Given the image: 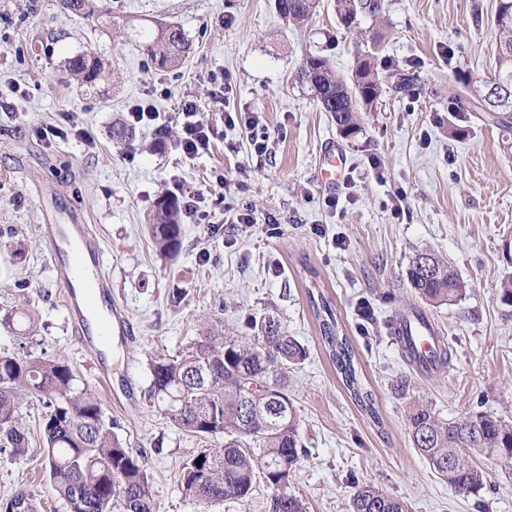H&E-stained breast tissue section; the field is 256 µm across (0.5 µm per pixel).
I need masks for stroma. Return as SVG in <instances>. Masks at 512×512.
<instances>
[{"mask_svg":"<svg viewBox=\"0 0 512 512\" xmlns=\"http://www.w3.org/2000/svg\"><path fill=\"white\" fill-rule=\"evenodd\" d=\"M97 2L110 22L65 14L60 0H0V307L29 305L37 321L24 339L0 329V351L64 355L76 387L102 389L80 353L39 230L42 199L74 202L103 243L112 294L135 330L130 345L112 344L105 410L126 448L143 457L157 512H264L270 492L262 485L247 509L233 501L206 509L182 495V464L198 443L154 406L149 390L154 357L177 356L210 328L248 335V317L265 313L307 352L288 372L305 450L288 490L307 512H349L352 474L411 512H512V466L480 458L483 490L456 493L415 452L406 425L413 400L444 419L483 411L512 424V307L498 295L512 276V149L468 111L455 80L493 69L496 0H383L379 14H360L358 32L376 40L378 71L409 85L386 88L361 108L350 136L295 78L309 54L341 77L355 70L357 32L340 25L335 0H317L301 23L282 17L275 0ZM161 25L180 27L191 46L180 67L157 66L135 44L137 31ZM84 52L106 69L90 91L66 68ZM187 97L215 131L209 152L196 158L175 148ZM144 102L159 112L156 123L113 139ZM245 112L261 113L265 152L250 145ZM49 125L84 130L95 146L42 140L38 131ZM330 143L348 172L333 190L319 182ZM176 190L200 195L204 217L184 221L180 252L163 261L146 224L157 198ZM398 193L405 201L395 214ZM332 196L334 208L325 204ZM230 203L247 208L252 223H235ZM424 248L466 284L454 304L426 310L451 355L428 374L392 331L396 315L416 304L405 272ZM319 293L332 304L378 420L357 406L330 360L312 304ZM364 302L372 309L366 325L358 316ZM126 379L138 394L127 410L116 404ZM21 489L40 499L42 512H68L40 465L1 452L0 502Z\"/></svg>","mask_w":512,"mask_h":512,"instance_id":"1","label":"stroma"}]
</instances>
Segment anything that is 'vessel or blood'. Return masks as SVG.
Returning <instances> with one entry per match:
<instances>
[{"label":"vessel or blood","instance_id":"obj_1","mask_svg":"<svg viewBox=\"0 0 512 512\" xmlns=\"http://www.w3.org/2000/svg\"><path fill=\"white\" fill-rule=\"evenodd\" d=\"M345 167L346 159L341 152L333 147L326 149L321 170L324 185L339 184ZM41 233L62 302L74 318L83 352L90 362H99L113 336H134L120 304L112 296L100 242L77 212L71 213L69 222L61 223L56 211H46ZM393 329L403 348L413 349L422 357H429L437 347L435 334L420 319L397 318Z\"/></svg>","mask_w":512,"mask_h":512}]
</instances>
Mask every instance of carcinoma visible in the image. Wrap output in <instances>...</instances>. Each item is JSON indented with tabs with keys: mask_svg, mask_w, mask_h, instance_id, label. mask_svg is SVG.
<instances>
[{
	"mask_svg": "<svg viewBox=\"0 0 512 512\" xmlns=\"http://www.w3.org/2000/svg\"><path fill=\"white\" fill-rule=\"evenodd\" d=\"M61 8L87 20L100 18L95 0H60ZM316 0H277L279 13L290 20H305ZM381 0H336V14L351 26L359 14L381 11ZM496 70L487 79L457 75L470 111L485 122L512 133V0H496ZM147 58L162 68L179 66L189 43L181 29L160 26L138 41ZM370 50L359 51L355 78L346 81L319 56L306 57L297 71L300 82L313 91L319 106L330 113L342 132H356L359 105H370L383 93L388 77L372 66ZM70 72L95 87L103 64L78 54ZM156 253L176 256L182 246L180 200L158 197L148 225ZM410 291L423 303L451 305L464 292L456 270L429 250L410 260L406 270ZM321 319L323 341L359 406L375 414L372 394L359 386L353 352L347 339L338 338L331 303L320 296L314 304ZM35 315L26 306L0 308V328L19 337L35 328ZM250 336L226 335L211 330L193 339L177 357L157 356L150 365L151 398L171 422L202 442L224 437L222 448H200L184 463L181 492L205 507L233 500L251 501L262 484L271 491L269 512H306L304 500L288 492L302 456L298 416L288 395V369L306 357V350L272 315L252 316ZM31 394L42 400L41 422L44 468L69 512H156L151 478L141 456L125 447L113 431L101 398L75 386L70 361L62 356H34L0 352V445L10 448V459L25 460L28 437L21 422V402ZM415 451L440 480L460 494L484 488L479 456L512 462V425L486 412H472L448 421L432 407L415 401L406 414ZM352 512H407L400 499L372 483H354ZM3 512H39L26 490L12 495Z\"/></svg>",
	"mask_w": 512,
	"mask_h": 512,
	"instance_id": "1",
	"label": "carcinoma"
}]
</instances>
